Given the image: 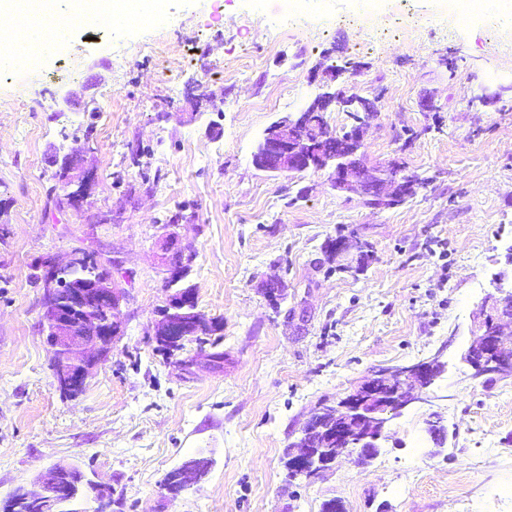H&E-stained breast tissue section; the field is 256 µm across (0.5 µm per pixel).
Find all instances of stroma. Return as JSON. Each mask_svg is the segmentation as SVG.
<instances>
[{
    "mask_svg": "<svg viewBox=\"0 0 512 512\" xmlns=\"http://www.w3.org/2000/svg\"><path fill=\"white\" fill-rule=\"evenodd\" d=\"M288 3L160 0L157 24L80 26L38 66L0 76V503L61 461L111 485V512H321L333 498L346 512H512L494 495L512 486V377L473 378L463 360L494 279L512 293V0L465 24L458 0H309L287 20ZM144 42L154 54H139ZM330 80L378 96L367 165L401 145L427 176L403 205L368 208L326 170L253 165L265 129ZM426 94L437 111H422ZM140 146L145 169L131 160ZM78 151L95 184L74 209L56 172ZM183 205L186 281L222 322L224 353L188 372L150 342L167 294L164 222ZM349 232L372 249L357 270L324 249ZM75 248L116 262L126 329L65 398L37 275ZM273 278L276 307L263 293ZM434 357L446 370L429 402L370 464L288 477L285 450L319 405ZM433 413L448 432L437 455L419 446ZM196 457L207 473L170 497L167 474Z\"/></svg>",
    "mask_w": 512,
    "mask_h": 512,
    "instance_id": "1",
    "label": "stroma"
}]
</instances>
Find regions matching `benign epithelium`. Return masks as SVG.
<instances>
[{"label": "benign epithelium", "mask_w": 512, "mask_h": 512, "mask_svg": "<svg viewBox=\"0 0 512 512\" xmlns=\"http://www.w3.org/2000/svg\"><path fill=\"white\" fill-rule=\"evenodd\" d=\"M349 114L348 132L338 135L325 130L327 143L321 147L304 136V130L316 115H325L331 107ZM375 112V100L355 88L331 90L321 84L311 101L300 111L279 117L264 132L253 164L270 173L299 174L331 169L332 186L354 193L363 201L372 198L376 209L394 208L424 187L419 174L409 172L399 159H391L393 171L381 175L362 161L365 129ZM77 157L65 156L58 171L68 206L81 207L92 190V176H75ZM370 245L357 235L339 237L327 249L334 259L369 253ZM166 250L179 262L165 264L168 294L160 319L154 326L155 348L173 358L189 343H200L204 336L221 329L218 320L198 309L196 288L185 283L194 253L178 246L175 233L166 235ZM88 252L75 248L63 257L44 262L40 282L44 290L42 322L47 332L55 387L64 397H76L84 389L91 370L106 360L114 344L124 335L122 311L124 289L114 280L111 268L93 270L74 281L67 273L84 265ZM512 325V298L489 295L478 312L473 340L464 354L472 377L493 380L512 376V338H506L505 326ZM445 365L434 357L428 361L378 371L367 377L334 405H322L312 420L329 417L317 431L334 443L333 448L311 446L313 431L304 430L288 464V476L296 479L313 476L343 455H356V462L367 465L379 453L381 441L394 420L415 404L429 402L428 390L441 377ZM426 433L433 452L447 441V431L438 420H428ZM208 461L193 458L169 473L164 482L168 494L177 496L199 483ZM77 467L59 462L51 466L33 487H20L0 507V512H63L78 494Z\"/></svg>", "instance_id": "obj_1"}]
</instances>
